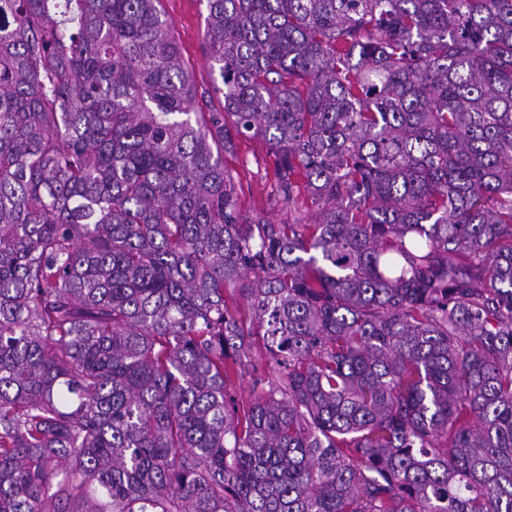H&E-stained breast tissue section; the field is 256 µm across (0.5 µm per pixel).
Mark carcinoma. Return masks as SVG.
Returning <instances> with one entry per match:
<instances>
[{
	"label": "carcinoma",
	"mask_w": 512,
	"mask_h": 512,
	"mask_svg": "<svg viewBox=\"0 0 512 512\" xmlns=\"http://www.w3.org/2000/svg\"><path fill=\"white\" fill-rule=\"evenodd\" d=\"M206 2L0 0V512H512V0ZM162 17L172 25L181 50L183 66L192 73L198 93L210 99V106L221 110L224 95L215 91V86L223 88L221 81L216 82L211 73L210 63L203 48V30L207 16L205 0H161L158 4ZM226 164L243 185L239 194L242 213L264 209L273 224H284L292 218L288 206L269 205L268 201L275 193L271 177L272 160L260 140H239L235 154L226 155Z\"/></svg>",
	"instance_id": "obj_1"
}]
</instances>
